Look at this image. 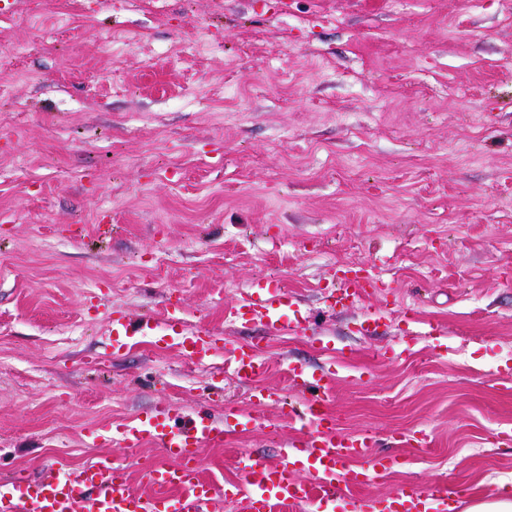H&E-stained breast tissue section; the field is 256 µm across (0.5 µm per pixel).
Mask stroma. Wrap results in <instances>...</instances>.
Segmentation results:
<instances>
[{"instance_id": "35a3bbf8", "label": "stroma", "mask_w": 512, "mask_h": 512, "mask_svg": "<svg viewBox=\"0 0 512 512\" xmlns=\"http://www.w3.org/2000/svg\"><path fill=\"white\" fill-rule=\"evenodd\" d=\"M0 478L109 456L158 403L260 420L199 452L203 478L268 464L289 427L224 372L241 344L289 403L326 375L347 434L398 463L352 492L512 489V0H0ZM385 282L350 308L343 272ZM268 283L309 321L224 312ZM178 307L221 336L195 364L110 320ZM386 318L368 337L366 312ZM441 327L444 339L426 333ZM335 347V355L322 345ZM428 433L431 450L414 441Z\"/></svg>"}]
</instances>
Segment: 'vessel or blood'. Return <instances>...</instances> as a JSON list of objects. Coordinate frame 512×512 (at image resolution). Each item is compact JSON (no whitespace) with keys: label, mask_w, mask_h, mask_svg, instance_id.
Segmentation results:
<instances>
[{"label":"vessel or blood","mask_w":512,"mask_h":512,"mask_svg":"<svg viewBox=\"0 0 512 512\" xmlns=\"http://www.w3.org/2000/svg\"><path fill=\"white\" fill-rule=\"evenodd\" d=\"M378 285L369 270L355 271L341 278L334 300L344 307L352 306L372 294ZM293 301L280 287H269L255 293L244 310L228 311L229 319L248 316L273 333L301 328V320L285 322L281 310L292 307ZM179 337L183 354L201 362L217 348L219 339L200 328L188 329L175 312H167L164 320L146 316L131 321L113 317L111 323L112 350L120 352L126 338L155 331L158 324ZM226 372L252 386L251 399L263 405L274 399L273 391L261 386L267 366L255 348L235 349L224 362ZM288 380L307 392L306 402L289 408L288 422L307 427L306 440L281 448L280 461L268 466L261 459L242 461L241 479L225 482L223 489L199 475V450L218 447L238 432L247 430L248 421L220 423L205 415H196L174 424L167 406L159 405L145 420L130 422L117 428L112 437L126 448L140 447L151 442L160 448L164 459L145 470L151 494L134 492L124 468L103 457L82 469L60 476L50 474L34 480L16 474L12 482L0 483V512H207L208 503L216 493L236 500L241 512H275L278 505H306L312 501L332 502L347 498L353 488L371 481L374 476L394 464L391 456L373 451L372 434L350 436L340 432L328 412V384L325 375L308 371L305 366H289ZM358 468H350V461ZM306 478H299V471ZM450 493L443 483L424 490L404 489L385 500L367 499L356 504V512H448Z\"/></svg>","instance_id":"1"}]
</instances>
